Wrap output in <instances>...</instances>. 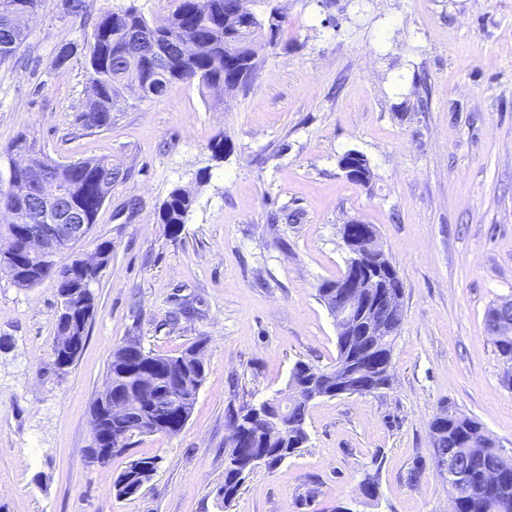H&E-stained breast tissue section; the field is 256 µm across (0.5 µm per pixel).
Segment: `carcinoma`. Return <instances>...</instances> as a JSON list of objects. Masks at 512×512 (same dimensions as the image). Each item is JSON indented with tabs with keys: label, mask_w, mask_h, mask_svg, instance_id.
I'll use <instances>...</instances> for the list:
<instances>
[{
	"label": "carcinoma",
	"mask_w": 512,
	"mask_h": 512,
	"mask_svg": "<svg viewBox=\"0 0 512 512\" xmlns=\"http://www.w3.org/2000/svg\"><path fill=\"white\" fill-rule=\"evenodd\" d=\"M248 2L250 0H179L176 11L160 27L149 25L133 7L99 14L87 36L90 104L81 114L83 126H109L117 98L124 93L138 99L162 98L173 85L186 81L198 82L214 102L224 103L226 82L248 67L247 58L254 57L250 46L257 39L276 44L285 19L281 8L273 7L270 10L274 14L272 24L249 28L245 17ZM37 7L38 0H0V61L13 57L28 37L27 28L15 26L12 16L33 12ZM169 38L191 40L197 45V52L188 60L178 56L166 61L155 57L152 42L164 43ZM22 149L27 152L30 168L52 177V181L32 187L29 185L30 173L20 175L9 171L8 189L0 188V208L20 209L41 217L44 224L53 223L56 215L45 212L44 201L51 196L58 182L65 186L71 201L81 207L85 223L94 224L103 195L111 193L112 183L122 176L121 169L105 158L56 163L25 139L11 143L5 153L10 155ZM191 206L192 199L179 188L171 191L163 203L160 219L166 224L171 239L179 237ZM111 257L112 252H104L100 267L76 274L67 263L49 273L44 272L41 260L35 258L28 262V269L12 278L15 286L28 289L52 274L57 279V292H63L64 284L78 288L66 301V312L58 317L54 359L67 355L73 363L81 354L87 325L96 308L91 284L98 279L101 267L107 265ZM204 347L205 341L200 340L175 356L143 349L126 351L121 347L116 350L108 368L104 392L98 395L91 410L97 417L100 435L107 438L104 445L111 444L109 438L119 432L106 403L108 395L137 393L146 405L160 411L168 388L175 385L186 397V404L184 415L173 423L184 426L206 378V365L196 358ZM310 377L321 384L323 396H336V382L328 376V370L302 361L291 370L290 378L295 382ZM307 412L308 407L297 404L289 410V419L293 423L290 432L274 435L256 427V436L250 446L230 447L225 451L224 484L219 489L224 504H231L244 484L232 463L253 454H264L266 468H276L307 443ZM442 431L433 454L454 447L473 457L478 467L476 491L464 506V512H512V461L498 453L496 441L484 431L481 423L450 413L444 420ZM137 462L143 468L134 480L121 487L113 483L116 497L133 496L150 480L155 470L154 460L139 458Z\"/></svg>",
	"instance_id": "1"
}]
</instances>
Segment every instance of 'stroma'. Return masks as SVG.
<instances>
[{
    "label": "stroma",
    "mask_w": 512,
    "mask_h": 512,
    "mask_svg": "<svg viewBox=\"0 0 512 512\" xmlns=\"http://www.w3.org/2000/svg\"><path fill=\"white\" fill-rule=\"evenodd\" d=\"M278 3L280 38L256 46L254 80L226 108L188 81L121 99L108 127L80 123L89 19L133 5L161 25L178 0H85L83 16L41 0L0 62V175L21 136L56 162L105 157L127 173L61 257L112 243L67 372L54 366L55 279L21 289L0 271V512H451L432 462L443 408L512 457V363L486 326L512 296V0ZM350 150L369 184L340 170ZM176 188L193 204L173 240L160 210ZM355 220L375 227L403 283L391 384L313 401L305 446L220 508L229 408L286 390L296 362L336 363L318 288L344 274L341 229ZM132 339L162 355L205 340L207 375L180 431L99 464L91 406ZM144 457L150 481L116 498L114 479ZM368 474L379 497L363 504Z\"/></svg>",
    "instance_id": "35a3bbf8"
}]
</instances>
